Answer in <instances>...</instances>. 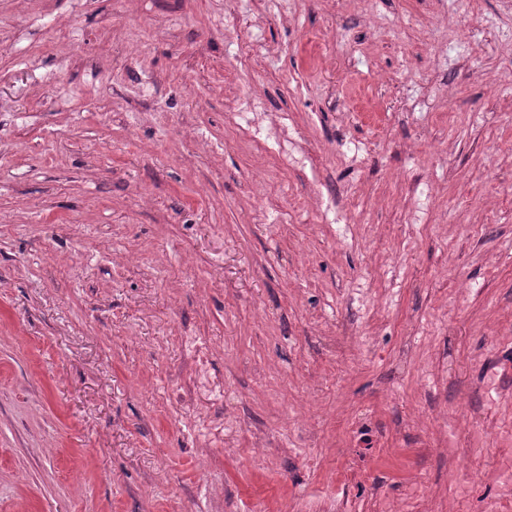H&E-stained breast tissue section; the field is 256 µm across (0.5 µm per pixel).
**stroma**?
Listing matches in <instances>:
<instances>
[{
  "mask_svg": "<svg viewBox=\"0 0 512 512\" xmlns=\"http://www.w3.org/2000/svg\"><path fill=\"white\" fill-rule=\"evenodd\" d=\"M478 429L512 0H0V512H495Z\"/></svg>",
  "mask_w": 512,
  "mask_h": 512,
  "instance_id": "stroma-1",
  "label": "stroma"
}]
</instances>
